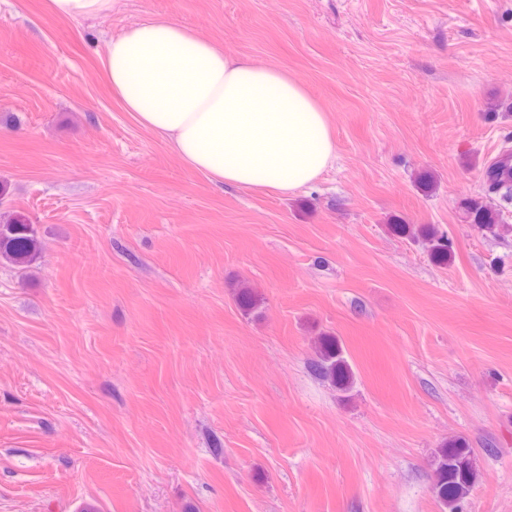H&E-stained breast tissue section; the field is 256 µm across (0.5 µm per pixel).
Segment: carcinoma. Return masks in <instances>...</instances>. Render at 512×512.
Wrapping results in <instances>:
<instances>
[{
	"mask_svg": "<svg viewBox=\"0 0 512 512\" xmlns=\"http://www.w3.org/2000/svg\"><path fill=\"white\" fill-rule=\"evenodd\" d=\"M485 195L463 201L461 210L465 222L476 224L490 232L503 223L501 210L491 202V196L512 197V165L498 160L486 166L480 175ZM431 251L438 262L448 260L451 243L447 234L430 232ZM42 243L34 225L18 213L0 215V257L19 267H30L40 256ZM315 372L331 377L340 384L349 375L338 358L336 345L323 346L322 361L315 364ZM480 474L473 467L469 454L462 448L449 447L441 452L435 469L433 490L450 510H455L479 480Z\"/></svg>",
	"mask_w": 512,
	"mask_h": 512,
	"instance_id": "cac0c4a2",
	"label": "carcinoma"
}]
</instances>
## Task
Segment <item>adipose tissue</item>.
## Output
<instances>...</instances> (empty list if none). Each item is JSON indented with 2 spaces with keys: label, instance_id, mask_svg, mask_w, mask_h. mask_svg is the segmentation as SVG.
Listing matches in <instances>:
<instances>
[{
  "label": "adipose tissue",
  "instance_id": "1",
  "mask_svg": "<svg viewBox=\"0 0 512 512\" xmlns=\"http://www.w3.org/2000/svg\"><path fill=\"white\" fill-rule=\"evenodd\" d=\"M102 65L125 110L213 184L289 193L336 157L323 110L286 66L215 47L173 19L111 38Z\"/></svg>",
  "mask_w": 512,
  "mask_h": 512
}]
</instances>
